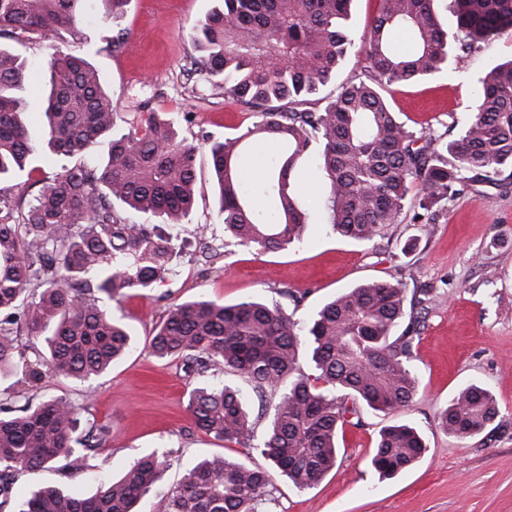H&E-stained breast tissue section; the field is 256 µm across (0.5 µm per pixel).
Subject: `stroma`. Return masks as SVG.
I'll list each match as a JSON object with an SVG mask.
<instances>
[{"label":"stroma","instance_id":"35a3bbf8","mask_svg":"<svg viewBox=\"0 0 512 512\" xmlns=\"http://www.w3.org/2000/svg\"><path fill=\"white\" fill-rule=\"evenodd\" d=\"M216 4L131 0L123 25L132 49L115 55L107 47L111 18L99 0H87L91 24L84 51L120 119L136 112L171 113L181 137L198 146L196 203L177 230L181 248L168 278L144 295L108 304L132 336L129 353L89 381L52 374L28 392L35 403L53 396L85 405L86 419L109 426L106 444L81 468L58 461L36 473L16 471L11 500L0 512H15L45 485L93 494L101 481L122 477L134 460L151 452L164 456L167 465L137 509L159 512L196 460L240 454V446L225 445L192 425L182 360L159 359L146 349L170 304L199 297L227 304L261 299L279 304L302 330L326 301L369 280L402 282L405 311L421 321L410 362L418 393L392 413L363 409L360 426H347L339 440L335 467L311 487L297 489L272 473L273 490L261 512H512V169L471 175L433 223L417 224L406 215L373 240L357 242L328 226L327 190L313 155L307 161L312 179L296 180L309 221L302 241L254 254L224 234L203 149L207 140L237 134L254 114L225 100L223 90L186 78L195 55L190 35ZM0 45L31 62L25 95L41 97L50 78L47 46L21 36ZM510 58L507 31L482 43L460 69L391 84L385 96L410 130L451 139L473 109L478 78ZM201 240L215 249V259L202 260ZM471 383L491 391L498 415L479 434L459 440L444 433L438 419ZM397 423L415 427L427 451L414 467L386 479L370 459L381 429Z\"/></svg>","mask_w":512,"mask_h":512}]
</instances>
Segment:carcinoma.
Returning <instances> with one entry per match:
<instances>
[{
  "instance_id": "cac0c4a2",
  "label": "carcinoma",
  "mask_w": 512,
  "mask_h": 512,
  "mask_svg": "<svg viewBox=\"0 0 512 512\" xmlns=\"http://www.w3.org/2000/svg\"><path fill=\"white\" fill-rule=\"evenodd\" d=\"M86 0H0V38L34 37L54 48L47 60L50 88L41 101L23 95L27 65L0 48V181L27 179L0 194V376L17 375L29 389L51 373L86 381L126 353L132 337L104 300L136 295L164 282L176 250L167 232L195 203L198 147L179 138L167 112H146L114 132L115 108L97 69L76 48L88 17ZM117 27L114 53L131 46L120 27L131 0H100ZM438 0H382L361 38L366 65L336 87L326 106L304 107L336 80L355 46L351 0H218L197 25L191 43L199 60L193 74L224 89L257 121L234 136L209 142L208 161L218 186V216L240 245L258 254L299 242L307 214L294 196L292 175L318 145L328 193V224L342 237L370 241L404 214L417 188L413 220L429 224L458 192L467 174L512 167V60L478 79L476 112L458 138L416 134L391 112L382 88L458 65L480 43L512 30V0H454L457 31L444 28ZM71 44L56 46L62 33ZM409 38L402 47L397 36ZM46 117L43 148L74 156L110 137L105 161L64 167L29 196L35 146L23 115ZM263 158L262 177L248 182L242 156ZM156 223H137L123 212ZM400 282L357 285L325 303L300 336L278 305L260 300L220 304L174 303L148 343L158 358H179L202 376L230 369L245 378L271 418L263 443L251 445L248 398L237 387L197 384L187 409L196 429L247 448L262 462L212 456L197 462L165 498L161 512H258L269 495L271 471L296 488L317 483L336 464L339 433L356 407L390 413L410 404L419 381L410 362L420 334L405 317ZM307 346L314 373L298 372ZM35 358L21 363L25 350ZM493 395L469 384L439 419L448 435L470 438L497 416ZM107 426L82 419V408L49 397L19 409L0 407V500L11 498L12 473L38 471L64 460L69 468L109 438ZM420 433L394 424L379 433L371 456L383 477L394 476L425 453ZM164 461L140 457L119 480L85 497L40 487L16 512H134L152 489Z\"/></svg>"
}]
</instances>
